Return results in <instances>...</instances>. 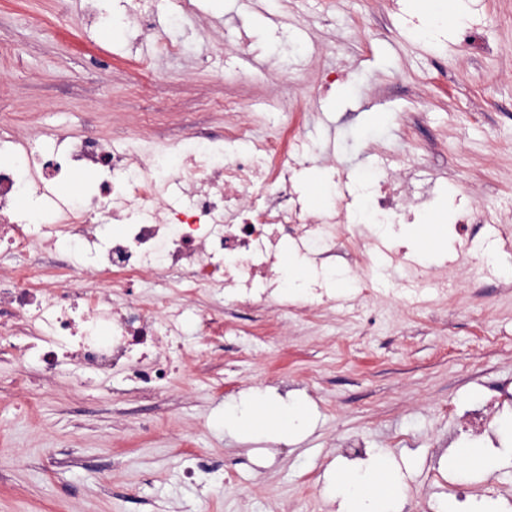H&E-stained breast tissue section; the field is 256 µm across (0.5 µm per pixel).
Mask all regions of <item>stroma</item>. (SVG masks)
I'll return each instance as SVG.
<instances>
[{"mask_svg": "<svg viewBox=\"0 0 512 512\" xmlns=\"http://www.w3.org/2000/svg\"><path fill=\"white\" fill-rule=\"evenodd\" d=\"M0 0V132L25 142L94 126L112 147L128 132L173 156L191 132L224 148V126L251 139H300L308 158L291 178L305 208L335 210L343 184L359 187L347 225L368 256L380 252L370 188L412 172L404 205L412 226L434 225L408 262L449 285L406 298L407 264L361 297L351 261L334 271L331 303L289 311L265 304L268 330L233 325L213 348L187 321L179 372L142 393L123 373L84 385L71 363L54 375L12 360L22 337L0 342V512H338L336 471L384 449L401 512H471L492 502L512 512V457L492 475L454 462L460 448L502 447L512 422V0H471L464 25L418 41L412 0ZM138 7L155 30H113L108 18ZM182 16L168 24L169 14ZM477 31L488 52L472 53ZM184 52L158 56L156 38ZM152 58V75L137 63ZM339 73L322 86L328 73ZM488 211L471 225L460 259L462 208ZM142 301L222 314L231 298L184 294L149 273ZM253 393L296 400L301 436L225 433L224 403ZM484 408L473 436L468 412ZM205 467L184 479L187 457Z\"/></svg>", "mask_w": 512, "mask_h": 512, "instance_id": "35a3bbf8", "label": "stroma"}]
</instances>
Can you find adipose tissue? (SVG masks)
<instances>
[{
  "label": "adipose tissue",
  "mask_w": 512,
  "mask_h": 512,
  "mask_svg": "<svg viewBox=\"0 0 512 512\" xmlns=\"http://www.w3.org/2000/svg\"><path fill=\"white\" fill-rule=\"evenodd\" d=\"M260 424L285 434L298 433L305 428L307 415L292 402L270 415L260 411L251 399L225 403V432L241 434ZM389 482L388 455L380 449L364 466L338 473L332 491L341 502V512H399L397 493L386 489Z\"/></svg>",
  "instance_id": "1"
}]
</instances>
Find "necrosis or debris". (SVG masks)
<instances>
[{"label":"necrosis or debris","mask_w":512,"mask_h":512,"mask_svg":"<svg viewBox=\"0 0 512 512\" xmlns=\"http://www.w3.org/2000/svg\"><path fill=\"white\" fill-rule=\"evenodd\" d=\"M51 148L0 137V246L28 255L25 268L0 279V309L14 317L12 335L28 337L30 360L56 372L71 359L100 375L120 370L142 391L169 372V352L187 319L200 335L223 338L231 317L171 308L157 297L113 306L112 289L131 290L147 268L184 275L190 287L223 294L243 306L267 301L282 246L320 257L339 253L343 215L311 216L289 204L281 180L289 147L281 138L254 141L250 152L215 166L211 147L174 162L158 150L141 162L108 149L87 129L78 139L52 136ZM102 176L91 198L65 203L52 192L73 164ZM117 220L119 235L100 240L97 225ZM75 248L78 259L54 289L33 287L46 250ZM100 286H86L87 275ZM150 368H142L145 358Z\"/></svg>","instance_id":"1"}]
</instances>
